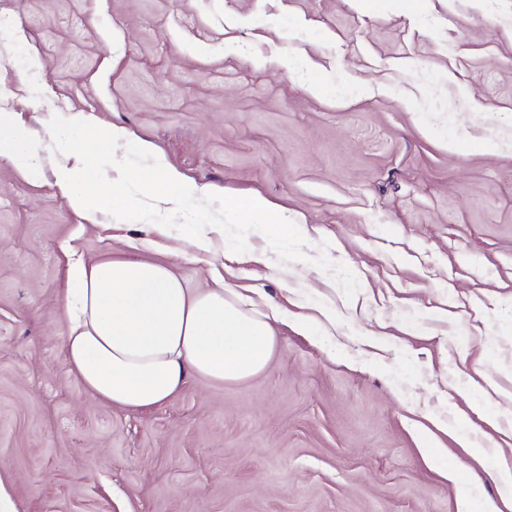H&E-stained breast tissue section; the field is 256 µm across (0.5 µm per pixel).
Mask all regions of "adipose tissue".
<instances>
[{"instance_id":"1","label":"adipose tissue","mask_w":512,"mask_h":512,"mask_svg":"<svg viewBox=\"0 0 512 512\" xmlns=\"http://www.w3.org/2000/svg\"><path fill=\"white\" fill-rule=\"evenodd\" d=\"M52 136L68 157L54 170L55 184L87 220L106 211L143 208L176 213L207 193L159 159L147 177L134 183L120 159L112 162L113 177L101 176L100 151L114 143H126L131 155L151 153L147 143L131 140L124 128H98L77 115ZM0 156L29 172L38 159L37 141L1 114ZM224 214L276 241L299 231L261 196L225 198ZM68 279L63 296L67 363L104 404L150 409L169 401L188 376L224 383L269 365L275 342L269 315L245 308L229 289L191 290L168 266L147 259L78 261L70 266Z\"/></svg>"}]
</instances>
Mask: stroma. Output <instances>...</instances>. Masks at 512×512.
I'll list each match as a JSON object with an SVG mask.
<instances>
[{"mask_svg": "<svg viewBox=\"0 0 512 512\" xmlns=\"http://www.w3.org/2000/svg\"><path fill=\"white\" fill-rule=\"evenodd\" d=\"M11 113L37 173L0 158V481L16 512H458L512 461V0H0ZM240 52L228 54L227 43ZM36 67L20 73L21 56ZM288 57L293 70L282 68ZM310 66L341 98L313 95ZM83 113L206 187L192 219L84 222L52 126ZM437 134H429L426 123ZM265 196L299 225L226 223ZM151 259L264 311L270 365L107 406L63 347L68 259ZM224 215L235 218L236 224H253L262 236L275 241H288L300 228L296 224H286L281 219L278 207L261 196H225ZM221 231V224H184L182 235L198 252L209 253L213 244L212 235Z\"/></svg>", "mask_w": 512, "mask_h": 512, "instance_id": "35a3bbf8", "label": "stroma"}]
</instances>
